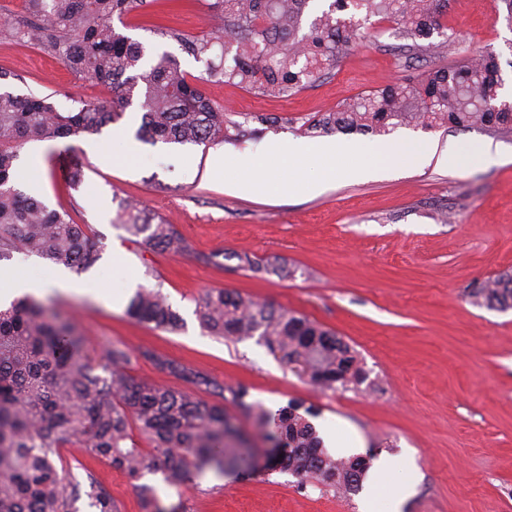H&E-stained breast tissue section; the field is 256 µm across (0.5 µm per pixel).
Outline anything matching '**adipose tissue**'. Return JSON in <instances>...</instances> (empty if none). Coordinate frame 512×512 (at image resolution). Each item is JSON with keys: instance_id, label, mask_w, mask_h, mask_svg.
Masks as SVG:
<instances>
[{"instance_id": "ef3b65f1", "label": "adipose tissue", "mask_w": 512, "mask_h": 512, "mask_svg": "<svg viewBox=\"0 0 512 512\" xmlns=\"http://www.w3.org/2000/svg\"><path fill=\"white\" fill-rule=\"evenodd\" d=\"M398 148L394 145L385 144L380 147L375 158L368 159L358 154L348 146H340L333 142H325L318 146L311 147L307 144L291 140L288 142H276L270 147L272 156H287L292 161V167L288 172L287 186L295 193L318 192L317 184L305 181L301 173L306 165L313 160L324 163L327 173H335V162L337 156H345L347 163L343 171L349 178H367L380 174L387 170V160L397 153ZM412 153L417 164L423 165L430 162L437 165L457 168L463 162H480L494 153L491 143L483 142L473 145L468 157H461L458 149L453 146L446 147L443 151H436L435 147H413ZM209 173L214 180L223 182L225 187L241 194L263 193L266 184L262 169L254 167L249 160H238L236 166H229L224 154H214L209 161ZM8 283L6 289L0 290V299L5 300L14 295L29 293L39 295L45 290L56 288L65 293L74 292L75 287L69 276L62 271L54 272L52 278L45 281H38L30 278L25 270L16 269L6 274Z\"/></svg>"}]
</instances>
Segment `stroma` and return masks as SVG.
<instances>
[{"label": "stroma", "mask_w": 512, "mask_h": 512, "mask_svg": "<svg viewBox=\"0 0 512 512\" xmlns=\"http://www.w3.org/2000/svg\"><path fill=\"white\" fill-rule=\"evenodd\" d=\"M210 0H154L141 16L125 17V33L147 48L176 55L189 77H204L208 97L228 107L244 137L204 145L139 144L135 159L110 157L112 135L134 134L139 106L119 129L65 144L26 143L13 176L17 185L61 213L87 225L103 247L99 262L75 276L97 297L50 292L46 306L70 318L86 353L119 344L134 352L131 374L181 387V380L141 357L143 349L181 362L211 380L203 398L221 401V388L246 386L252 401L275 411L288 401L311 408L315 425L352 436L360 455H372L371 495L302 491L287 473L244 476L205 471L180 487L161 474L145 475L163 512H387L404 498L403 512H512V309L474 304L468 291L502 272L512 273V134L451 126H400L389 133H353L346 142L365 156L380 145L445 142L467 150L477 142L497 154L456 169L417 166L398 153L388 173L367 180L325 177L318 194L288 193L287 158H272L270 141L319 142L302 126L345 98L392 82H412L476 48L499 56L502 94L512 98V20L501 0H450L448 43L439 51L401 48L392 32H374L348 50L327 75L280 99L259 96L222 77L205 78V62L183 53L160 33L195 36L210 29ZM0 69L9 90L51 96L70 110L76 99L102 96L103 87L80 78L29 42L0 33ZM277 115L275 125L251 114ZM247 158L269 173L262 196L225 192L210 179L212 153ZM71 159L83 174L80 191L69 186ZM142 201L149 214L176 229L191 252L179 257L133 241L116 223L117 202ZM251 253L265 270L239 269L236 255ZM121 263H114V255ZM288 266L281 277L268 265ZM159 288L184 320L176 332L130 319L125 306L136 287ZM225 289L304 314L335 330L358 352L368 379L356 391H321L274 356L258 337L241 341L208 335L195 315L198 297ZM77 481L94 477L120 512H141L140 498L122 471L84 458Z\"/></svg>", "instance_id": "1"}]
</instances>
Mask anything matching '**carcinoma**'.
Returning a JSON list of instances; mask_svg holds the SVG:
<instances>
[{
  "label": "carcinoma",
  "mask_w": 512,
  "mask_h": 512,
  "mask_svg": "<svg viewBox=\"0 0 512 512\" xmlns=\"http://www.w3.org/2000/svg\"><path fill=\"white\" fill-rule=\"evenodd\" d=\"M310 0H215L216 29L202 36L176 30L164 35L182 51L205 61L211 74L271 98H284L315 82L361 36L375 18L411 47L445 35L448 0H330L301 32ZM27 13L6 17L0 29L38 45L74 74L106 89L105 96L79 100L61 112L48 97L0 90V261L15 252L36 255L76 274L92 268L103 246L85 225L17 187L13 170L29 141L74 140L117 125L138 102L135 138L155 145L222 142L239 125L207 97L202 79H189L169 52L150 53L113 25L144 12L152 0H25ZM220 46L219 61L212 58ZM498 55L482 48L441 66L413 83H393L368 95L343 100L332 112L308 121L312 134H386L398 126L452 125L512 133V109L501 90ZM116 219L133 237L176 255L188 250L167 221L149 216L135 200L118 201ZM238 267L288 276L286 266L260 267L247 252ZM478 305L512 308V274L502 273L469 290ZM201 326L217 339L257 335L289 368L326 390L359 388L367 373L355 349L335 331L291 310L223 289L196 301ZM127 314L157 329L177 331L181 316L159 290L140 288ZM74 325L46 313L31 295L0 307V512H79L85 496L94 512H118L112 497L87 474L88 490L57 467L62 448H79L134 481L160 472L179 486L208 468H250L247 435L238 409L267 432L272 453L267 471L288 472L300 487L352 494L361 488L370 460L336 458L313 424L290 403L273 414L247 402L244 386L226 387L224 402L204 399L193 388L210 382L199 373L145 349L142 355L190 385L177 389L139 380L127 372L132 354L114 345L97 358L80 351ZM153 445L149 455L131 441L130 424ZM142 512H162L153 489L139 486Z\"/></svg>",
  "instance_id": "cac0c4a2"
}]
</instances>
